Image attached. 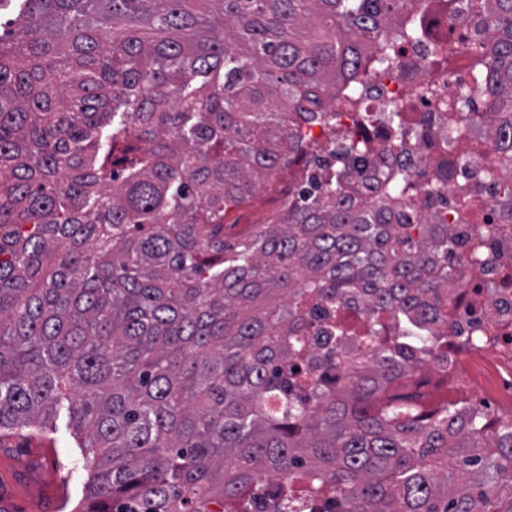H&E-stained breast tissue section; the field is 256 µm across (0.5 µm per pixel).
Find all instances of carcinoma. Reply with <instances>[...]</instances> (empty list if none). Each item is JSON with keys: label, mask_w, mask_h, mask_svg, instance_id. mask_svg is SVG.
Instances as JSON below:
<instances>
[{"label": "carcinoma", "mask_w": 512, "mask_h": 512, "mask_svg": "<svg viewBox=\"0 0 512 512\" xmlns=\"http://www.w3.org/2000/svg\"><path fill=\"white\" fill-rule=\"evenodd\" d=\"M480 2L491 118L512 114V0ZM404 8L24 0L0 35V431L67 409L76 512H512V416L400 406L469 266L409 168L360 179L375 163L336 111ZM284 171L288 207L225 240Z\"/></svg>", "instance_id": "carcinoma-1"}]
</instances>
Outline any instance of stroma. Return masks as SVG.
<instances>
[{"label": "stroma", "mask_w": 512, "mask_h": 512, "mask_svg": "<svg viewBox=\"0 0 512 512\" xmlns=\"http://www.w3.org/2000/svg\"><path fill=\"white\" fill-rule=\"evenodd\" d=\"M286 201V194L258 189L250 204L227 212L225 238L238 239L250 225L282 210ZM87 483L67 414L59 415L52 432L0 433V487L13 492L16 512L72 510L85 498Z\"/></svg>", "instance_id": "35a3bbf8"}]
</instances>
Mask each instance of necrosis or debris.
Instances as JSON below:
<instances>
[{"label": "necrosis or debris", "mask_w": 512, "mask_h": 512, "mask_svg": "<svg viewBox=\"0 0 512 512\" xmlns=\"http://www.w3.org/2000/svg\"><path fill=\"white\" fill-rule=\"evenodd\" d=\"M418 18L422 38L409 41L390 32L396 43L392 67L387 75L365 77L361 84L358 109L373 121L358 133L378 167L411 166L421 188V209L433 223L478 212V222L459 226L456 253L467 257L472 238L481 231L492 261L468 272L462 285L449 286L444 326L453 341L447 361L436 369L458 384V402L480 403L496 394L512 413V212L501 205L512 194V162L478 116L485 98L493 97L494 84L486 83L484 96L473 98L470 106L457 105L469 88L472 48L484 37L480 17L471 12L453 22L446 0H423ZM385 112L397 113L398 126L382 120ZM399 131L405 132L406 145L389 152ZM448 156L458 165L447 193L427 195L435 163Z\"/></svg>", "instance_id": "obj_1"}]
</instances>
